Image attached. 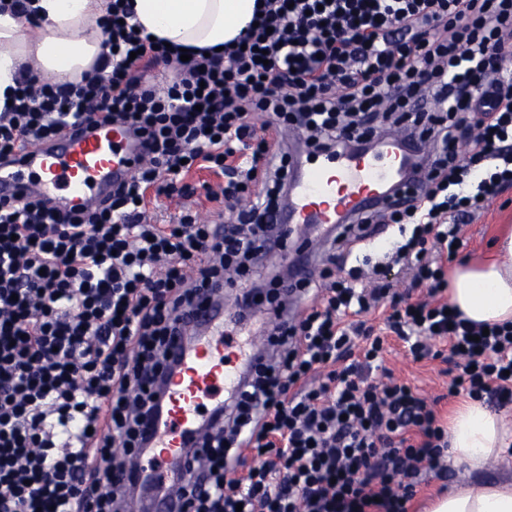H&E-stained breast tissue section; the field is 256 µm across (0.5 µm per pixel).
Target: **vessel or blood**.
<instances>
[{
	"label": "vessel or blood",
	"instance_id": "b4317fda",
	"mask_svg": "<svg viewBox=\"0 0 512 512\" xmlns=\"http://www.w3.org/2000/svg\"><path fill=\"white\" fill-rule=\"evenodd\" d=\"M141 151L140 137L128 127L71 128L0 162V198L35 193L62 210L97 205L129 178ZM416 152L392 137L375 150L301 160L279 218L286 234L301 227L322 237L384 207L410 186ZM183 321L188 334L170 346L172 372L156 389L147 446L135 466L154 489L149 512H183L187 493L201 481L187 448L205 432L208 412L241 392L243 370L263 356L257 343H241L225 324L223 301H201Z\"/></svg>",
	"mask_w": 512,
	"mask_h": 512
}]
</instances>
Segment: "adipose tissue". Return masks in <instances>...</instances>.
I'll return each mask as SVG.
<instances>
[{
    "mask_svg": "<svg viewBox=\"0 0 512 512\" xmlns=\"http://www.w3.org/2000/svg\"><path fill=\"white\" fill-rule=\"evenodd\" d=\"M35 25L0 10V106L12 96L22 67L45 80L77 83L98 62L99 21L107 0H29ZM143 33L173 46L219 48L253 18L256 0H129ZM449 303L476 323L512 322V236L504 248L451 275ZM512 423L479 401H467L448 425V452L455 463L482 471L511 450ZM429 512H512V484L487 482L449 492Z\"/></svg>",
    "mask_w": 512,
    "mask_h": 512,
    "instance_id": "1",
    "label": "adipose tissue"
}]
</instances>
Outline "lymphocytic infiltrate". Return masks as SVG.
I'll use <instances>...</instances> for the list:
<instances>
[{"label":"lymphocytic infiltrate","instance_id":"lymphocytic-infiltrate-1","mask_svg":"<svg viewBox=\"0 0 512 512\" xmlns=\"http://www.w3.org/2000/svg\"><path fill=\"white\" fill-rule=\"evenodd\" d=\"M260 17L223 51L166 48L138 32L123 0L101 27L100 61L75 84L25 71L0 110V159L78 122L135 126L147 153L103 206L62 214L0 201V512H131L129 478L168 371L175 317L266 268L299 147L425 144L418 198L344 225L322 258L315 302L272 323L268 361L210 416L206 478L188 512H408L423 476L443 479L448 433L437 401L379 381L388 337L414 360L448 348L449 398L512 405V323L450 310L446 263L462 227L512 189V0H256ZM171 68L160 88L140 73ZM266 117L255 125V114ZM207 191L223 225L160 197ZM375 224L399 236L349 261ZM409 271L427 300L390 278ZM381 312L383 326H367Z\"/></svg>","mask_w":512,"mask_h":512}]
</instances>
